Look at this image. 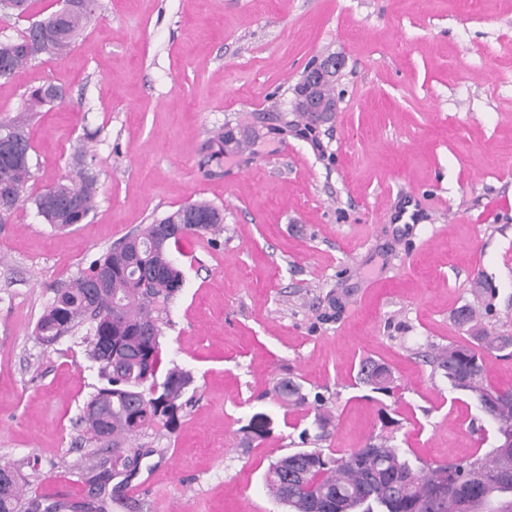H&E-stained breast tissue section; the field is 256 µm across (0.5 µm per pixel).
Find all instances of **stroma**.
<instances>
[{"instance_id":"1","label":"stroma","mask_w":512,"mask_h":512,"mask_svg":"<svg viewBox=\"0 0 512 512\" xmlns=\"http://www.w3.org/2000/svg\"><path fill=\"white\" fill-rule=\"evenodd\" d=\"M346 67L317 141L260 138L210 159L225 124L275 125L316 57ZM61 86L30 127L32 177L0 223V464L29 495L86 500L94 450L79 421L103 382L86 328L35 335L55 286L153 217L195 201L224 210L217 245L191 238L167 307L163 367L193 382L174 432L146 430L124 495L144 512H284L270 464L303 449L313 412L270 390L293 378L328 398L318 446L345 454L398 422L395 444L426 462L491 448L493 429L423 360L470 341L456 312L493 286L483 327L512 335V0H99L63 60L0 80V120L29 90ZM95 208L58 230L33 195L76 173ZM392 395L356 385L364 358Z\"/></svg>"}]
</instances>
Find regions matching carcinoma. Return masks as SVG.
<instances>
[{"mask_svg":"<svg viewBox=\"0 0 512 512\" xmlns=\"http://www.w3.org/2000/svg\"><path fill=\"white\" fill-rule=\"evenodd\" d=\"M33 4L34 0H0V15L27 17ZM93 15L92 10L68 16L53 12L30 22L17 38L0 41V79L12 77L42 56L63 59ZM50 102L52 98L37 87L29 94L27 110L0 122V139L16 147L14 152L0 150V221L23 201L32 175L30 122L36 107ZM253 140L240 132L228 141L220 131L213 138L212 158L219 161L228 152H243ZM74 196L73 207L68 199ZM33 202L48 224L59 229L81 224L95 207L90 176L82 172L67 176L38 193ZM191 206L206 217L205 223L181 226L178 209L153 219L95 260L88 274L54 288L53 301L35 327L36 335L52 342L89 324L90 355L106 380L85 405L97 408V417L83 416L96 443L101 428L112 430V451L88 469L93 501L85 508L90 512H106V486L137 469L142 453L126 447L127 443L154 425L177 427L181 399L192 383L191 374L177 367L158 378L162 330L157 314L158 305L183 286L182 271L172 263V248L183 239H202L222 230L224 210L206 200ZM101 272L107 273V282L88 304L85 291ZM104 340L112 345L110 363L98 355ZM492 352L512 357V335L485 332L474 346L437 347L428 358L434 372L441 373L451 388L467 394L493 426V445L484 454L435 465L415 462L393 444V435L382 434L340 457L311 448L279 458L264 475L269 494L288 512H512V387L499 388L488 381L483 358ZM358 380L385 395L394 389L391 370L370 358L361 363ZM271 395L281 403L312 405L319 437L326 436L332 420L324 396L317 394L308 401L290 378L277 380ZM62 508L59 501L27 496L19 472L13 483L0 486V512H61Z\"/></svg>","mask_w":512,"mask_h":512,"instance_id":"cac0c4a2","label":"carcinoma"}]
</instances>
